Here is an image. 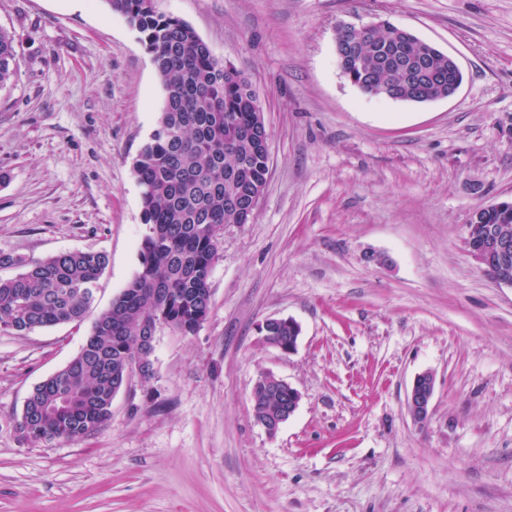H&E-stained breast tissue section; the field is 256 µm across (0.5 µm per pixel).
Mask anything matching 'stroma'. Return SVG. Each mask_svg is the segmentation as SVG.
<instances>
[{"label": "stroma", "mask_w": 512, "mask_h": 512, "mask_svg": "<svg viewBox=\"0 0 512 512\" xmlns=\"http://www.w3.org/2000/svg\"><path fill=\"white\" fill-rule=\"evenodd\" d=\"M156 5L256 90L268 182L222 231L207 319L159 326L154 378L85 439L33 443L19 423L91 320L0 333V512H512V287L465 244L471 210L512 196V0ZM381 18L457 60L454 97L394 102L342 76L337 22ZM1 28L18 73L0 87V252H106L100 313L141 268L132 163L161 83L106 0H0ZM269 317L300 324L294 352L261 342ZM262 371L301 395L273 437L252 414ZM425 371L420 426L406 397ZM435 390L433 372L425 371L415 376L407 396V409L414 423L423 424L428 420Z\"/></svg>", "instance_id": "stroma-1"}]
</instances>
